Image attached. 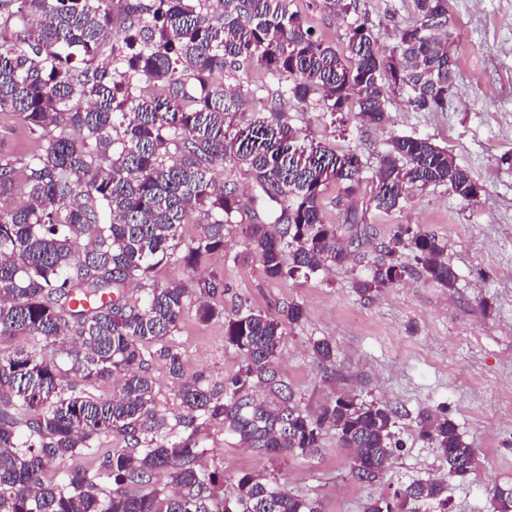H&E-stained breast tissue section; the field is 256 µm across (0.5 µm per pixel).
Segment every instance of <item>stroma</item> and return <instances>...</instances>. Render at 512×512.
Here are the masks:
<instances>
[{
	"instance_id": "stroma-1",
	"label": "stroma",
	"mask_w": 512,
	"mask_h": 512,
	"mask_svg": "<svg viewBox=\"0 0 512 512\" xmlns=\"http://www.w3.org/2000/svg\"><path fill=\"white\" fill-rule=\"evenodd\" d=\"M315 37L343 49L345 26L314 0H296ZM377 43L389 48L399 27L414 16L413 0H360ZM455 28L451 55L455 83L444 111L415 112L393 94L382 119L359 121L284 101L292 125L339 152H358L376 167L393 138L428 139L446 149L480 190L466 201L448 186L409 188L392 211L375 208L372 181L364 179L351 203L364 217L368 236L354 244L346 261L288 280L269 279L249 254L241 210L224 227V253L206 259L197 273L168 264L158 281L193 287L197 278L222 284L214 295L225 315L254 309L277 315L285 303L303 306L305 316L289 326L270 369L309 414L348 394L397 410L391 466L380 478L351 474V449L327 430L318 448L302 455L270 457L217 424H204L200 463L224 477L232 494L239 476L258 475L287 491L317 500L322 512H365L371 501L418 480L448 485V512H493L495 486L512 484V0H448ZM36 146L11 113H0V160L22 166ZM434 235L456 279L453 287L429 279L407 248H399L400 281L359 294L397 225ZM334 346L332 362L313 354L315 341ZM165 345L180 352L182 375L204 385L222 383L244 357L224 343V321H199L188 307ZM448 415L464 442L474 448L476 468L468 478L449 477L431 441L421 434L423 415Z\"/></svg>"
}]
</instances>
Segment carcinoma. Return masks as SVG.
I'll use <instances>...</instances> for the list:
<instances>
[{"mask_svg":"<svg viewBox=\"0 0 512 512\" xmlns=\"http://www.w3.org/2000/svg\"><path fill=\"white\" fill-rule=\"evenodd\" d=\"M296 0H0V112H13L38 150L21 168L0 162V341L29 336V351H0V512H321L318 503L250 474L224 495V477L197 467L204 444L196 421L226 425L263 452L305 454L326 429L353 450L352 473L374 480L390 467L396 410L340 396L316 415L290 404L274 413L251 400L254 380L275 383L272 363L303 307L288 302L277 317L252 309L224 316L206 301L221 283L195 291L153 277L161 264L194 269L224 250V225L241 210L236 189L217 184L215 163L248 171L257 187L250 251L265 275L282 280L345 258L341 233L357 236L363 216L347 209L329 224L323 195L348 198L364 164L292 127L277 102L269 114L240 111L233 87L213 82L270 77L279 97L331 117L360 121L384 111L402 91L415 112L445 108L455 81L448 51L447 0H414L411 23L387 54L375 47L360 0H319L349 23L343 50L306 27ZM235 126L234 134L228 133ZM372 200L396 209L410 187L446 185L464 200L478 185L453 157L425 138L398 137L379 160ZM200 213L202 233L185 251L182 229ZM394 245L369 278L370 293L402 273L396 247L410 249L435 282L453 286L444 247L429 234L397 227ZM139 288L128 297L124 288ZM202 322L224 318V343L246 364L218 386L180 384V430L163 432L154 380L145 359L172 335L187 302ZM89 384L121 377L109 398L77 392L68 373ZM125 447L100 457L93 475L47 471L102 435ZM448 473L465 479L475 451L446 416L427 418ZM448 512L438 480L402 486L366 512ZM494 512H512V486L497 487Z\"/></svg>","mask_w":512,"mask_h":512,"instance_id":"obj_1","label":"carcinoma"}]
</instances>
